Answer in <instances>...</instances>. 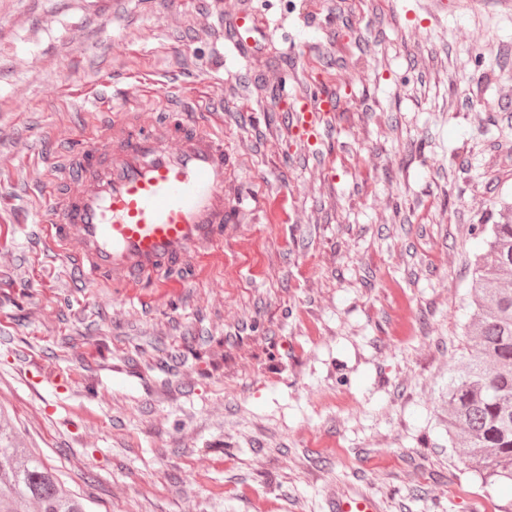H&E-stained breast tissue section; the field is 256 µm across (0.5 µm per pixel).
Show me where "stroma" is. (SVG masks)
Wrapping results in <instances>:
<instances>
[{"mask_svg": "<svg viewBox=\"0 0 512 512\" xmlns=\"http://www.w3.org/2000/svg\"><path fill=\"white\" fill-rule=\"evenodd\" d=\"M423 2L253 0L270 37L245 61L224 0H0V412L94 512H332L346 491L512 512L449 446L441 401L473 230L512 201V10L435 22ZM320 77L338 111L317 140L286 135ZM140 78L165 122L214 85L241 201L223 263L162 307L30 245L49 161L107 118L80 95Z\"/></svg>", "mask_w": 512, "mask_h": 512, "instance_id": "35a3bbf8", "label": "stroma"}]
</instances>
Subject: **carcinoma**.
<instances>
[{"label": "carcinoma", "mask_w": 512, "mask_h": 512, "mask_svg": "<svg viewBox=\"0 0 512 512\" xmlns=\"http://www.w3.org/2000/svg\"><path fill=\"white\" fill-rule=\"evenodd\" d=\"M472 264L465 350L448 368L443 393L448 444L485 483L512 485V203L481 228ZM0 421V512H91L38 448H20Z\"/></svg>", "instance_id": "1"}]
</instances>
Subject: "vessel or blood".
<instances>
[{
  "label": "vessel or blood",
  "instance_id": "obj_1",
  "mask_svg": "<svg viewBox=\"0 0 512 512\" xmlns=\"http://www.w3.org/2000/svg\"><path fill=\"white\" fill-rule=\"evenodd\" d=\"M227 50L251 59L261 53L269 24L248 0H224ZM144 87L122 92L116 120L75 154L78 175L60 184L49 172L41 241L62 253L75 278H93L151 304L170 300L174 285L157 287L161 267H198L224 257V227L236 207L224 192L229 155L223 133L182 120L160 127L139 110ZM286 112L300 138L314 136L329 115L326 101L298 97ZM334 512H379L361 493L338 496Z\"/></svg>",
  "mask_w": 512,
  "mask_h": 512
}]
</instances>
